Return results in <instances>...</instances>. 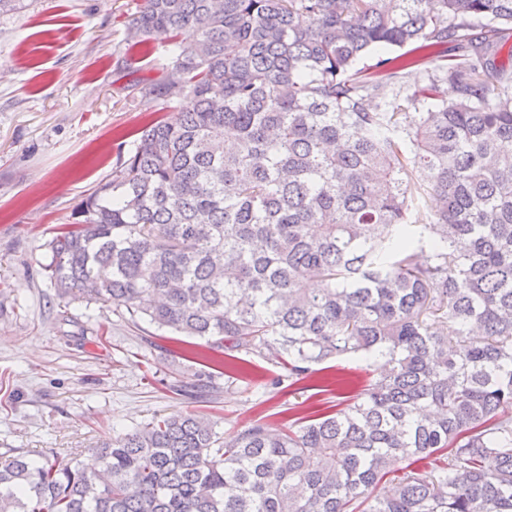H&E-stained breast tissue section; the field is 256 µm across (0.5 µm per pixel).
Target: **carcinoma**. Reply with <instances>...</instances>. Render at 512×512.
<instances>
[{"label":"carcinoma","mask_w":512,"mask_h":512,"mask_svg":"<svg viewBox=\"0 0 512 512\" xmlns=\"http://www.w3.org/2000/svg\"><path fill=\"white\" fill-rule=\"evenodd\" d=\"M130 35L173 45L148 93L180 112L74 208L51 282L298 380L383 368L286 428L14 456L0 512H512V0H143Z\"/></svg>","instance_id":"1"}]
</instances>
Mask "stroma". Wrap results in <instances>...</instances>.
<instances>
[{
  "label": "stroma",
  "instance_id": "obj_1",
  "mask_svg": "<svg viewBox=\"0 0 512 512\" xmlns=\"http://www.w3.org/2000/svg\"><path fill=\"white\" fill-rule=\"evenodd\" d=\"M142 0H18L0 10V460L79 464L119 433L194 413L230 434L338 404L330 373L369 379L345 357L292 382L265 353L221 357L100 302L61 298L48 242L110 181L141 129L178 106L146 95L172 68L167 39L133 45Z\"/></svg>",
  "mask_w": 512,
  "mask_h": 512
}]
</instances>
